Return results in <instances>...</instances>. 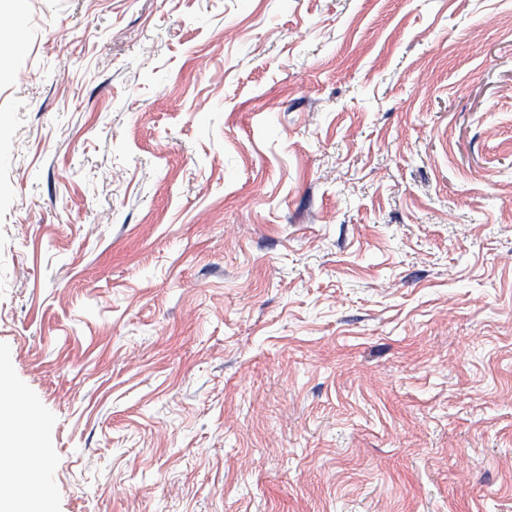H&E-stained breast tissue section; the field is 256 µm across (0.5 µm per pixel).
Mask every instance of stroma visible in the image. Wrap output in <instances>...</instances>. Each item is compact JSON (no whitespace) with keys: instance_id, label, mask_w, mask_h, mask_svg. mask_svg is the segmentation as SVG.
I'll return each mask as SVG.
<instances>
[{"instance_id":"obj_1","label":"stroma","mask_w":512,"mask_h":512,"mask_svg":"<svg viewBox=\"0 0 512 512\" xmlns=\"http://www.w3.org/2000/svg\"><path fill=\"white\" fill-rule=\"evenodd\" d=\"M0 402L47 512H512V0H25ZM0 446L9 448L24 457L43 456L46 448L38 446L35 441L28 443L27 426L23 420L12 411L0 409Z\"/></svg>"}]
</instances>
